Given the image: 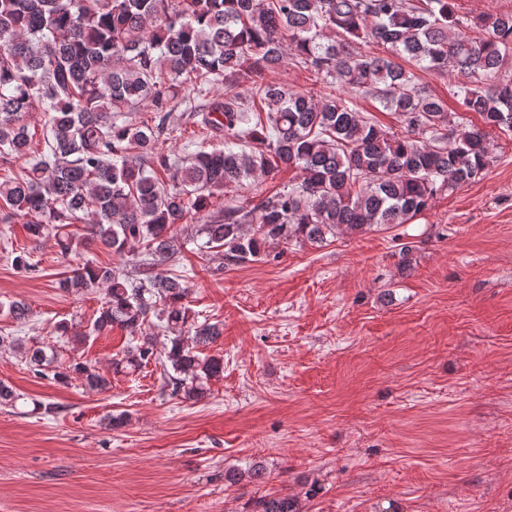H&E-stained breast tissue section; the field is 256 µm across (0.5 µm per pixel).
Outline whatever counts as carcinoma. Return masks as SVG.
<instances>
[{"label":"carcinoma","instance_id":"obj_1","mask_svg":"<svg viewBox=\"0 0 512 512\" xmlns=\"http://www.w3.org/2000/svg\"><path fill=\"white\" fill-rule=\"evenodd\" d=\"M361 44L379 52H361ZM291 60L312 73L309 87L268 75ZM512 12L469 25L454 0H0V155L29 159L0 181V206L32 218L30 233L60 252L81 242L66 228L88 223V240L127 259L134 273L83 263L60 288L102 291L92 327L78 341L118 326L138 343L123 361L155 357L142 326L155 317L170 335V395L195 399L224 361L198 348L222 335L200 323L180 275L151 274L178 253L177 228L191 215L195 234L224 263L275 261L292 240L321 244L339 232L406 224L443 192L481 179L492 163L489 135L512 131ZM461 74L448 94L481 125L419 82L416 72ZM219 91L201 108L190 92ZM224 132V148L185 157L162 148L170 103ZM369 98L395 115L398 136L362 113ZM143 100L154 116L138 126L126 113ZM47 115L44 148L31 149L24 116ZM296 169L299 182L259 199L213 200ZM17 322L29 310L0 302ZM191 337L186 341L185 337ZM31 369L62 382L78 375L91 389L110 381L95 367L67 366L41 347L25 350ZM252 512H301L296 498L265 494Z\"/></svg>","mask_w":512,"mask_h":512}]
</instances>
